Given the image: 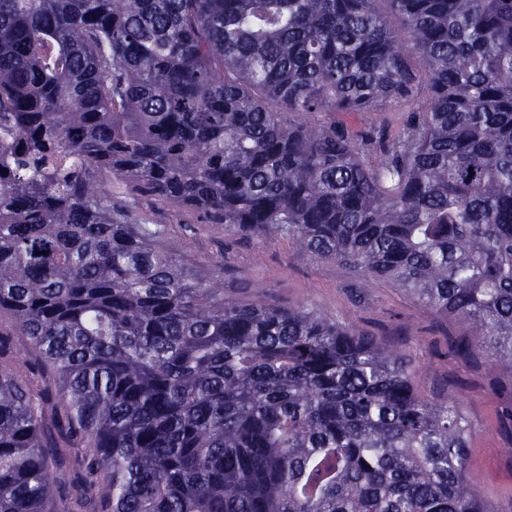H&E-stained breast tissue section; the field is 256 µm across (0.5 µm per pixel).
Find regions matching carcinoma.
I'll return each instance as SVG.
<instances>
[{"mask_svg": "<svg viewBox=\"0 0 512 512\" xmlns=\"http://www.w3.org/2000/svg\"><path fill=\"white\" fill-rule=\"evenodd\" d=\"M141 199L384 277L512 378V0H0V512H494L462 392L225 298ZM407 115V112H337L336 125H344L354 132L364 131L370 125H388L394 132Z\"/></svg>", "mask_w": 512, "mask_h": 512, "instance_id": "1", "label": "carcinoma"}]
</instances>
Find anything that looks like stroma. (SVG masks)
I'll use <instances>...</instances> for the list:
<instances>
[{
	"mask_svg": "<svg viewBox=\"0 0 512 512\" xmlns=\"http://www.w3.org/2000/svg\"><path fill=\"white\" fill-rule=\"evenodd\" d=\"M136 214L140 223L165 225L164 247L185 264L206 273L221 268L226 298L302 307L397 346L412 358L422 395L463 388L471 473L497 512H512V433L502 427L512 380L489 374L486 352L468 360L452 354L464 324L389 281L315 258L292 241L207 224L196 210L162 203L141 202Z\"/></svg>",
	"mask_w": 512,
	"mask_h": 512,
	"instance_id": "1",
	"label": "stroma"
}]
</instances>
